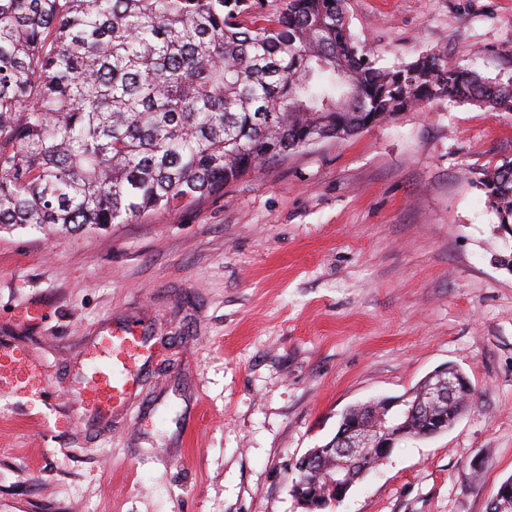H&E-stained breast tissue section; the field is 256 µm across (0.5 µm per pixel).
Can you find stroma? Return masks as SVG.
Masks as SVG:
<instances>
[{"label":"stroma","mask_w":512,"mask_h":512,"mask_svg":"<svg viewBox=\"0 0 512 512\" xmlns=\"http://www.w3.org/2000/svg\"><path fill=\"white\" fill-rule=\"evenodd\" d=\"M346 3L386 62L440 49L512 83V0ZM510 154L512 116L441 101L186 209L0 233V343L33 353L54 401L0 395V512H303L294 462L345 409L448 365L472 406L397 444L333 512H486L512 478V228L474 179ZM31 304L41 320L20 325ZM132 317L163 350L127 410L47 426L98 329Z\"/></svg>","instance_id":"1"}]
</instances>
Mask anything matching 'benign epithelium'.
Segmentation results:
<instances>
[{"instance_id": "benign-epithelium-1", "label": "benign epithelium", "mask_w": 512, "mask_h": 512, "mask_svg": "<svg viewBox=\"0 0 512 512\" xmlns=\"http://www.w3.org/2000/svg\"><path fill=\"white\" fill-rule=\"evenodd\" d=\"M448 369L443 368L428 376V392L420 399L421 406L427 410H440L442 414L431 416L432 428L441 431L448 423V403L455 396L467 397L473 393V387L467 377L453 373L445 380ZM409 397H385L377 400L374 411L367 420L342 426L329 446L318 449L321 454L336 456L333 466L324 468L320 475L324 482L322 492L312 490L308 482V472L313 458L304 455L295 463V477L292 480L291 494L296 503L305 506V501L319 496L316 507L325 509L341 502L353 485L345 476L351 464L364 470L375 469L388 457L392 448L399 442L410 438L409 431L402 421L407 412ZM491 512H512V480L501 484L496 495L489 502Z\"/></svg>"}]
</instances>
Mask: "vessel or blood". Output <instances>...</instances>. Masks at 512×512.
Here are the masks:
<instances>
[{
    "mask_svg": "<svg viewBox=\"0 0 512 512\" xmlns=\"http://www.w3.org/2000/svg\"><path fill=\"white\" fill-rule=\"evenodd\" d=\"M151 355L145 328L135 322L107 330L91 356V364L71 401L96 420L108 422L115 407L136 392L140 364ZM50 385L31 354L0 347V392L20 402L43 400Z\"/></svg>",
    "mask_w": 512,
    "mask_h": 512,
    "instance_id": "1",
    "label": "vessel or blood"
}]
</instances>
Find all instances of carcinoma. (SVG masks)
<instances>
[{
	"instance_id": "carcinoma-1",
	"label": "carcinoma",
	"mask_w": 512,
	"mask_h": 512,
	"mask_svg": "<svg viewBox=\"0 0 512 512\" xmlns=\"http://www.w3.org/2000/svg\"><path fill=\"white\" fill-rule=\"evenodd\" d=\"M440 100L512 115V84L360 48L345 0H0V231L131 224ZM512 224V158L482 172Z\"/></svg>"
}]
</instances>
